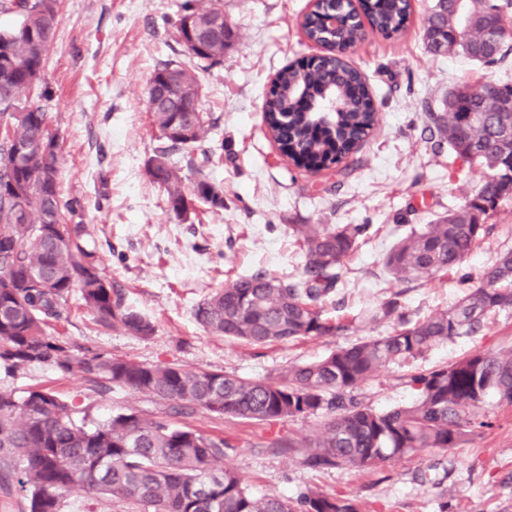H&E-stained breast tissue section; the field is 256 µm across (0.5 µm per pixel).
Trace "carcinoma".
<instances>
[{"label": "carcinoma", "instance_id": "1", "mask_svg": "<svg viewBox=\"0 0 512 512\" xmlns=\"http://www.w3.org/2000/svg\"><path fill=\"white\" fill-rule=\"evenodd\" d=\"M512 0H432L423 31L427 51L462 56L478 64L504 60L512 46L494 42ZM369 23L398 32L409 20L411 0H362ZM0 10L18 16L0 29V371L14 377L31 365L79 377L100 390L141 393L178 414L198 410L216 417L273 424L320 415L321 434L309 443L282 438L274 448H300L301 464L315 471L363 470L425 448H455L468 432L488 422L479 409L493 395L512 405V350L474 352L447 366L411 377L415 399L377 411L354 390L381 369L416 359L454 336L477 335L486 318L512 309V250L478 274L453 309L422 320L408 319L395 300L383 313L397 317L392 331L340 347L322 358L292 364L275 380H253L224 371H196L175 363L149 364L85 346L74 350L51 329L70 322L73 302L93 313L98 331L121 330L140 339L155 327L129 306L112 285L102 256L91 246L95 228L70 224L81 202L58 190L60 144L53 117L41 104L19 107L22 95L49 98L43 87L47 53L58 29L59 0H3ZM220 8H198L185 0L175 26L176 42L191 66L170 61L149 82L148 107L159 132L148 167L163 189L168 212L182 221L197 205L224 208V189L203 175L188 194L176 152L204 148L212 122L200 108L198 68L224 61V29L211 27ZM307 37L325 43L360 42L365 30L351 23L325 29L320 7L303 23ZM361 72L333 57L307 71L294 65L276 75L280 91L263 114L265 133L296 166L309 161L340 166L357 152L377 123L371 94L344 98L343 110L325 118L298 108L297 91L316 103L326 92L361 82ZM512 102V83L448 91L445 112L431 116L455 157L476 163L485 176L472 195L433 224L411 229L388 253L385 265L399 281L428 278L460 268L487 233L500 203L512 199V112L494 101ZM367 224H294L304 259L296 280L263 272L239 276L215 288L194 309L195 320L229 340L262 347L330 336L342 326L323 315L340 281L344 261L367 233ZM92 405L66 400L50 387L22 393L0 387V488L30 492L29 512H61L62 499L79 488L106 494L128 512H358L349 500L315 490L295 498L256 496L241 475L224 466V437L178 427L165 414L119 411L87 423Z\"/></svg>", "mask_w": 512, "mask_h": 512}]
</instances>
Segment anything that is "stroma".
I'll use <instances>...</instances> for the list:
<instances>
[{
  "mask_svg": "<svg viewBox=\"0 0 512 512\" xmlns=\"http://www.w3.org/2000/svg\"><path fill=\"white\" fill-rule=\"evenodd\" d=\"M218 2L234 42L222 64L202 71L207 88L202 108L215 121L211 143H223V158L204 162L175 154L186 188L198 170L224 184V208L202 218L177 221L165 194L151 182L148 163L158 132L148 112L147 88L154 71L180 60L174 24L184 0H60L55 43L43 72L62 144L60 185L64 197H79L74 220L98 225L95 245L106 274L128 304L156 327L143 340L120 331L97 334L92 315L74 310L63 334L78 346L97 345L144 363H176L199 371L233 372L272 379L292 363L317 360L340 347L390 331L392 320L367 321L366 313L399 299L411 318L422 319L455 305L463 293L456 272L398 281L384 265L392 245L411 227L430 223L463 203L483 179L478 165L456 160L429 118L443 110L448 88L512 81V53L504 62L473 65L436 57L422 35L431 0H412L405 29L385 36L367 31L347 55L360 70L378 110L377 126L360 151L348 158L351 173H317L293 166L266 137L262 105L271 79L295 61L320 54L300 22L311 0H200ZM296 224H366L369 234L350 255L339 288L343 307L326 304L339 322L334 336L263 347L215 336L193 317L195 305L226 280L264 271L285 279L303 266ZM484 239L464 264L476 274L499 253L512 249V200L489 219ZM512 348V309L489 316L482 332L432 346L423 356L395 363L366 381L360 398L377 409L411 402L410 378L477 352ZM35 385L92 406L103 420L126 408L160 411L153 398L112 390L98 393L85 381L41 366L12 380L22 391ZM485 427L455 448H426L366 470L316 472L273 448V440L308 442L320 435L322 416L271 425L200 411L174 415L181 426L220 434L230 443L228 466L255 495L296 496L312 488L352 499L359 512H512V406L486 401Z\"/></svg>",
  "mask_w": 512,
  "mask_h": 512,
  "instance_id": "35a3bbf8",
  "label": "stroma"
}]
</instances>
